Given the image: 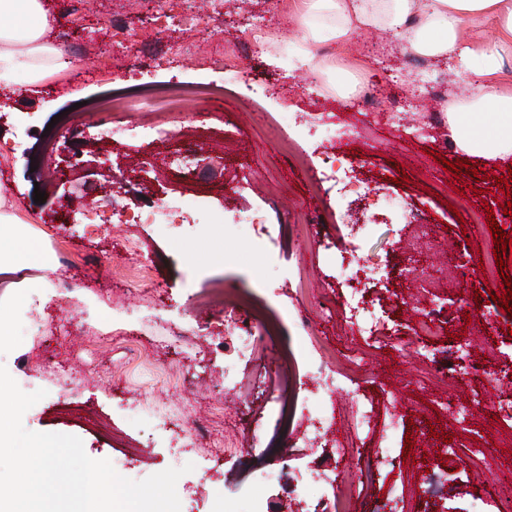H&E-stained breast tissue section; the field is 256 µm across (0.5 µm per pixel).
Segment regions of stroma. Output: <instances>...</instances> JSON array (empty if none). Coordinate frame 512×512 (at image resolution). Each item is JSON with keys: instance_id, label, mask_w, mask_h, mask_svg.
Wrapping results in <instances>:
<instances>
[{"instance_id": "1", "label": "stroma", "mask_w": 512, "mask_h": 512, "mask_svg": "<svg viewBox=\"0 0 512 512\" xmlns=\"http://www.w3.org/2000/svg\"><path fill=\"white\" fill-rule=\"evenodd\" d=\"M306 2L51 0L69 63L39 85L19 74L25 98L0 91V187L53 257L51 270L22 272L47 278L49 297L0 287V365L22 391L46 392L22 424L79 437L131 480L193 464L176 485L181 512H335L342 499L349 512H385L392 496L412 512H499L512 472V313L498 302L504 279L482 263L491 225L472 216L489 208L502 220L512 186L496 180L512 170L474 157L469 172L452 171L445 114L473 81L386 51L390 32L317 45L321 67L296 68ZM105 51L106 66L87 73ZM338 82L354 93L340 96ZM62 112L66 133L35 164L41 130ZM102 117L134 138L101 144ZM321 122L365 135L329 141L312 130ZM74 152L84 161L70 169ZM329 156L363 176L359 191L323 179ZM176 157L191 180L175 175ZM87 199L105 223H81ZM171 202L182 207L172 224L130 221ZM251 218L279 226L275 246L256 250ZM354 287L393 317L392 338L351 334L341 312ZM237 298L280 317L293 357L275 342L242 354L224 318ZM421 307L448 330L422 356ZM472 338L484 373L449 389L448 355ZM268 384L334 410L325 447L299 423L273 431L259 396ZM449 437L476 444L488 467L427 469ZM385 440L387 465L357 483L359 454Z\"/></svg>"}]
</instances>
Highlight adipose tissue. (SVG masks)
<instances>
[{
	"label": "adipose tissue",
	"instance_id": "obj_1",
	"mask_svg": "<svg viewBox=\"0 0 512 512\" xmlns=\"http://www.w3.org/2000/svg\"><path fill=\"white\" fill-rule=\"evenodd\" d=\"M495 20L493 44L465 43L463 28L476 29ZM54 23L44 0H0V87L25 96L17 81L26 72L36 84L62 66V53L48 33ZM304 50L301 68L312 67L316 43L347 42L356 33L379 29L400 39L405 51L455 63L461 75L483 77L470 97L448 105V138L463 154L504 161L512 158V88L490 85L499 60L512 50V0H311L300 16ZM26 225L0 194V283L20 270L48 268Z\"/></svg>",
	"mask_w": 512,
	"mask_h": 512
}]
</instances>
